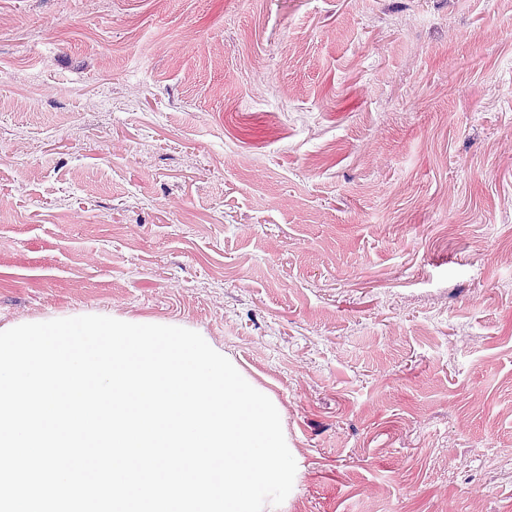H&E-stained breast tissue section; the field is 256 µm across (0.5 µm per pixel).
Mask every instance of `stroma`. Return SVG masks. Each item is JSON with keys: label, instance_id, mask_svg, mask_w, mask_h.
<instances>
[{"label": "stroma", "instance_id": "1", "mask_svg": "<svg viewBox=\"0 0 512 512\" xmlns=\"http://www.w3.org/2000/svg\"><path fill=\"white\" fill-rule=\"evenodd\" d=\"M200 333L264 512H512V0H0V326Z\"/></svg>", "mask_w": 512, "mask_h": 512}]
</instances>
